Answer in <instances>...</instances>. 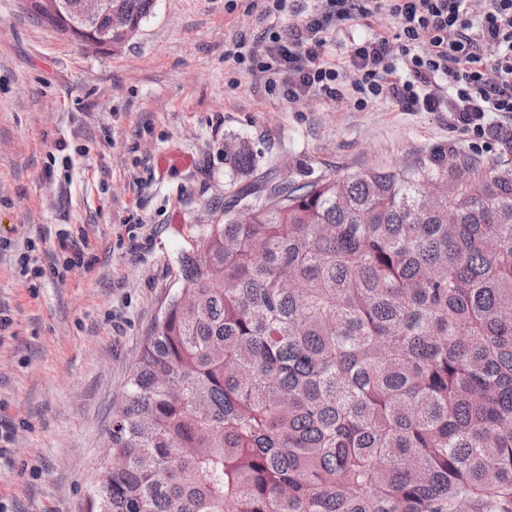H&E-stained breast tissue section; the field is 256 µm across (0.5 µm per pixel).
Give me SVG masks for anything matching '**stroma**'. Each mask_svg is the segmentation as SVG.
Returning a JSON list of instances; mask_svg holds the SVG:
<instances>
[{"instance_id":"obj_1","label":"stroma","mask_w":512,"mask_h":512,"mask_svg":"<svg viewBox=\"0 0 512 512\" xmlns=\"http://www.w3.org/2000/svg\"><path fill=\"white\" fill-rule=\"evenodd\" d=\"M296 4L268 17L264 0H155L103 52L0 0V512H85L140 346L183 286L179 260L244 183L225 140L297 180L404 168L440 145L496 156L446 112L265 91L232 52L296 22ZM391 27L345 22L325 58L345 64L351 40ZM164 154L192 164L159 167ZM32 240L38 274L21 262ZM224 160L232 178L235 175H250L256 169V155L250 142L232 140L224 143Z\"/></svg>"}]
</instances>
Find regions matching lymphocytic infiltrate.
<instances>
[{
  "label": "lymphocytic infiltrate",
  "instance_id": "obj_1",
  "mask_svg": "<svg viewBox=\"0 0 512 512\" xmlns=\"http://www.w3.org/2000/svg\"><path fill=\"white\" fill-rule=\"evenodd\" d=\"M316 0L299 22L269 33L261 71L268 89L357 105L390 100L406 112H447L464 130L497 140L491 115H512V0ZM387 16L390 32L352 42L350 68L324 61L329 35L358 16ZM400 53H393V45ZM493 48V60L484 51Z\"/></svg>",
  "mask_w": 512,
  "mask_h": 512
}]
</instances>
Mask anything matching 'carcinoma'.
Wrapping results in <instances>:
<instances>
[{
  "label": "carcinoma",
  "mask_w": 512,
  "mask_h": 512,
  "mask_svg": "<svg viewBox=\"0 0 512 512\" xmlns=\"http://www.w3.org/2000/svg\"><path fill=\"white\" fill-rule=\"evenodd\" d=\"M111 2L115 50L155 0ZM224 160L256 169L245 140ZM179 274L88 512H512V145L268 176Z\"/></svg>",
  "instance_id": "1"
}]
</instances>
